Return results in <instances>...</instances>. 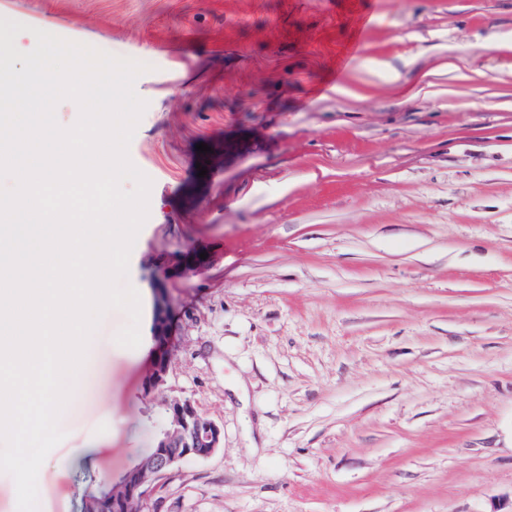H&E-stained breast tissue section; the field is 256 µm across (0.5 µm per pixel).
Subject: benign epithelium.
I'll return each mask as SVG.
<instances>
[{
    "mask_svg": "<svg viewBox=\"0 0 512 512\" xmlns=\"http://www.w3.org/2000/svg\"><path fill=\"white\" fill-rule=\"evenodd\" d=\"M207 258H200L201 253ZM218 259L217 251L210 247L190 246L168 257L152 276L154 291V320L152 336L154 356L144 378V392L155 395L166 384L171 352V305L164 289V282L203 271ZM157 442L139 463L129 469L122 478L123 486L136 492L143 504H148L156 488L157 480L167 475L177 464L186 459H204L220 447L223 435L221 427L202 415L188 400L173 399L166 402ZM181 455L172 454V449Z\"/></svg>",
    "mask_w": 512,
    "mask_h": 512,
    "instance_id": "obj_1",
    "label": "benign epithelium"
}]
</instances>
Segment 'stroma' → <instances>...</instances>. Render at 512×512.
<instances>
[{
	"instance_id": "35a3bbf8",
	"label": "stroma",
	"mask_w": 512,
	"mask_h": 512,
	"mask_svg": "<svg viewBox=\"0 0 512 512\" xmlns=\"http://www.w3.org/2000/svg\"><path fill=\"white\" fill-rule=\"evenodd\" d=\"M0 17L150 66L128 147L152 181L127 277L142 342L119 346L129 317L105 312L107 403L62 416L38 512H78L154 447L150 277L190 244L219 260L165 284V394L224 441L149 512H512V0H0Z\"/></svg>"
}]
</instances>
